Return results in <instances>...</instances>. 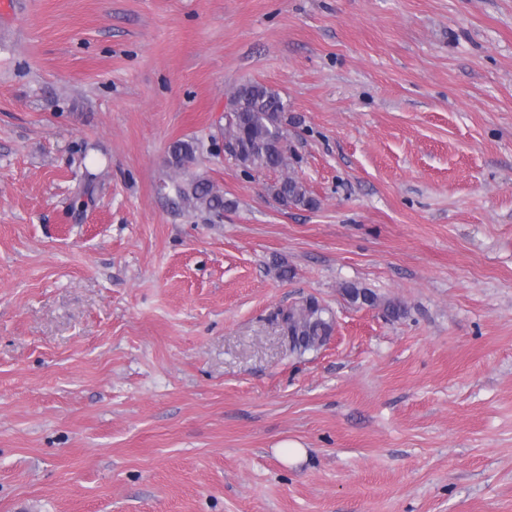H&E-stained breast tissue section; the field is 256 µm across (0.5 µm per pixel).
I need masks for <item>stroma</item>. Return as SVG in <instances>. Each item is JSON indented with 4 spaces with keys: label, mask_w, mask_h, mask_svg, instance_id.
<instances>
[{
    "label": "stroma",
    "mask_w": 512,
    "mask_h": 512,
    "mask_svg": "<svg viewBox=\"0 0 512 512\" xmlns=\"http://www.w3.org/2000/svg\"><path fill=\"white\" fill-rule=\"evenodd\" d=\"M15 3L0 512H512V0ZM246 81L317 208L229 155ZM178 140L235 208L173 204ZM324 310L315 299L309 298L279 311L281 333L291 354L318 348L331 336L333 322L325 318Z\"/></svg>",
    "instance_id": "obj_1"
}]
</instances>
